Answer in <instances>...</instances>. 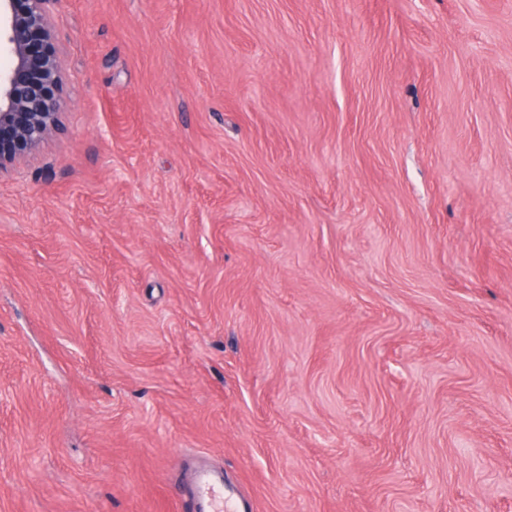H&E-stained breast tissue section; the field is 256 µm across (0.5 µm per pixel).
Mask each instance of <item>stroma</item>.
Instances as JSON below:
<instances>
[{"label": "stroma", "instance_id": "1", "mask_svg": "<svg viewBox=\"0 0 512 512\" xmlns=\"http://www.w3.org/2000/svg\"><path fill=\"white\" fill-rule=\"evenodd\" d=\"M0 175V512H512V0H61ZM193 499L196 512H245V508L224 493V476L220 471L202 467L193 476Z\"/></svg>", "mask_w": 512, "mask_h": 512}]
</instances>
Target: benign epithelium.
<instances>
[{"instance_id":"obj_1","label":"benign epithelium","mask_w":512,"mask_h":512,"mask_svg":"<svg viewBox=\"0 0 512 512\" xmlns=\"http://www.w3.org/2000/svg\"><path fill=\"white\" fill-rule=\"evenodd\" d=\"M60 0H0V174L62 128L63 70L51 24Z\"/></svg>"}]
</instances>
